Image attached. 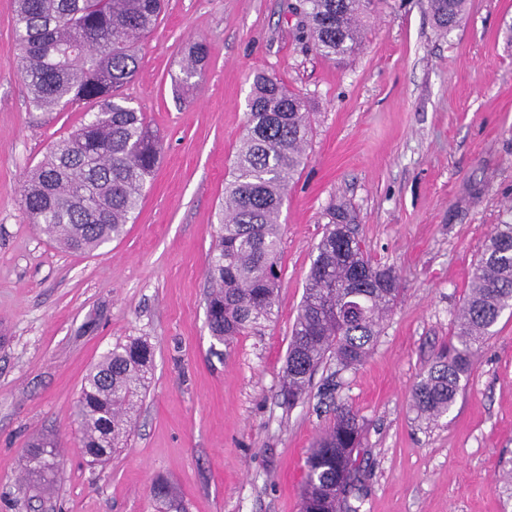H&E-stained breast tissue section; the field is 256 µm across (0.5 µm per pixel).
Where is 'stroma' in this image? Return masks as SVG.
Wrapping results in <instances>:
<instances>
[{
	"instance_id": "obj_1",
	"label": "stroma",
	"mask_w": 512,
	"mask_h": 512,
	"mask_svg": "<svg viewBox=\"0 0 512 512\" xmlns=\"http://www.w3.org/2000/svg\"><path fill=\"white\" fill-rule=\"evenodd\" d=\"M299 0H166L123 88L162 141L125 236L71 253L31 224L20 196L85 106L33 108L0 0V512H158L168 481L186 512H300L304 458L333 421L317 392L280 395L292 327L332 205L401 292L377 343L341 372L336 401L364 421L360 512H512V314L477 351L448 416L430 423L411 391L451 341L476 260L512 223V0H468L440 33L427 0H374L342 62L299 37ZM205 41L201 76L185 51ZM305 96L308 159L280 222L271 322L218 343L206 320L216 212L255 74ZM136 338L154 349L129 437L103 466L79 448L75 406L91 369ZM46 435L63 471L42 495L30 443Z\"/></svg>"
}]
</instances>
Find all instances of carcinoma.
I'll list each match as a JSON object with an SVG mask.
<instances>
[{
	"mask_svg": "<svg viewBox=\"0 0 512 512\" xmlns=\"http://www.w3.org/2000/svg\"><path fill=\"white\" fill-rule=\"evenodd\" d=\"M372 0H301L302 37L321 57L340 61L362 41L360 17ZM16 50L28 101L39 110L90 103L93 117L52 144L22 184L31 222L52 241L91 253L120 238L135 222L161 143L121 88L139 67L138 44L153 30L163 0H15ZM437 28L460 22L467 0H428ZM208 48L188 49L183 72L202 74ZM242 138L225 184L220 233L210 254L207 323L228 345L270 319L280 283L278 266L288 187L306 160L311 132L306 100L274 77L252 82ZM315 247L288 347L283 396L294 403L316 370L331 358L342 370L370 355L380 323L400 294L395 272L372 262L360 247L344 206H333ZM512 309V224H499L475 265L454 342L412 389L420 415L448 414L474 365L478 348L502 313ZM152 346L144 339L118 344L86 377L77 407L80 445L90 463L105 462L131 427L132 399L145 388ZM363 424L340 404L328 430L307 453L301 512H359L365 473L355 452ZM47 454L29 471L53 480L55 440L36 439Z\"/></svg>",
	"mask_w": 512,
	"mask_h": 512,
	"instance_id": "carcinoma-1",
	"label": "carcinoma"
}]
</instances>
